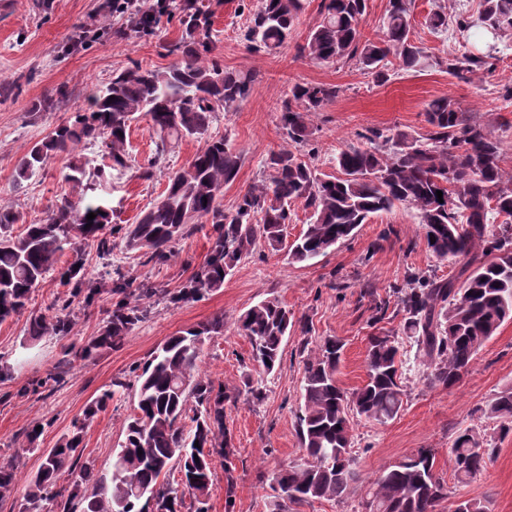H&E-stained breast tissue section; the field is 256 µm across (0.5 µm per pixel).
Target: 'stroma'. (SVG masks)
<instances>
[{"label":"stroma","instance_id":"stroma-1","mask_svg":"<svg viewBox=\"0 0 512 512\" xmlns=\"http://www.w3.org/2000/svg\"><path fill=\"white\" fill-rule=\"evenodd\" d=\"M112 0H6L0 7V83L19 82V93L0 96V209L20 213L23 223L42 220L72 187L62 179L66 160L50 158L44 169L22 185L13 182L17 161L26 147L42 140L77 109L88 106L98 88L113 73L137 63L148 68L169 66L165 50L181 36L177 22L160 19L150 37H115L124 26V13L112 10ZM480 0H415L412 38L428 56L420 72L396 71L385 84L374 83L357 65L317 63L299 51L320 19L321 0H306L288 43L275 52L254 51L243 39L249 12L240 0H224L213 17L217 32L211 57L228 70H249L257 80L249 96L232 112L220 113L212 133L228 134L241 153L235 180L224 188L223 204L233 208L239 196L259 182L269 154L284 143L281 109L289 89L298 83H327L339 87L338 98L312 113L315 154L311 163L334 174L336 156L357 145L371 129L424 132L429 101L447 98L480 124L494 125L502 141L501 165L512 170V37L493 38L460 30L457 15L476 16ZM443 9L450 19L444 34L432 32L427 15ZM489 55V68L466 80L449 75L453 55ZM50 108L34 110L36 102ZM156 137L146 119L132 122L127 150L135 167L124 174L105 173L102 195L113 210V224L135 223L166 188L165 174L187 164L203 140L183 141L156 172L140 179V169L155 156ZM213 228L195 225L175 243L177 257L164 264L140 266L125 248L121 235L112 237V267L104 269L95 247H86L87 277L110 271L112 278L134 276L139 288L175 291L205 262ZM454 261L438 260L426 247L414 209L398 204L371 217L355 235L326 256L292 264L285 251L260 247L224 279L222 288L176 305L158 304L115 347L102 349L89 360L75 354L112 313L110 286L95 302H76L65 310L74 327L67 336L28 335L22 315L0 323V460L13 462L19 480L34 474L45 453L69 434L75 421L114 382L132 380V371L177 331L223 316L224 332L206 341L199 358L203 374L223 385L226 425L237 450L234 512H270L274 473L301 453L295 428L303 379V344L326 338L340 340L343 350L337 371L340 386L353 391L366 380L367 339L375 328L370 317L373 298L386 297L416 270L437 275L454 272ZM277 296L301 323L286 336L283 356L273 372L251 359V345L236 317L267 296ZM400 355L406 376L405 395L397 417L387 424L361 422L353 429L357 468L364 478L375 477L420 448L436 452V468L448 488L444 506L463 500L482 502L488 512H512V433L500 434L496 421L480 410L512 385V319L503 323L478 353L471 370L452 387L428 384L427 369L408 341ZM259 387L262 401L251 400L247 387ZM109 406L97 413L83 432L82 458L93 462L97 476L107 475L112 452L124 439V426L134 409L130 391L114 390ZM39 428L36 441L26 434ZM491 436L497 453L486 469L468 482H458L448 450L464 430Z\"/></svg>","mask_w":512,"mask_h":512}]
</instances>
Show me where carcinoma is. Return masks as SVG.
<instances>
[{"instance_id":"cac0c4a2","label":"carcinoma","mask_w":512,"mask_h":512,"mask_svg":"<svg viewBox=\"0 0 512 512\" xmlns=\"http://www.w3.org/2000/svg\"><path fill=\"white\" fill-rule=\"evenodd\" d=\"M413 2L389 0L383 37L371 40L363 32L366 0H322L321 18L299 51L318 63L354 61L377 83L389 80L391 55L400 69L419 71L427 56L411 38ZM304 10L305 0H259L243 39L255 50L275 51L288 42ZM164 15L177 20L182 30L169 49L177 59L163 69L135 64L115 74L74 121L23 153L15 185L36 175L51 156L65 154L72 158L65 182L79 185L87 179L89 190L103 186L104 171L90 167L83 151L99 144L112 169L131 168L127 134L140 117L147 119L157 138L156 166L184 139L206 138L205 147L186 166L169 173L160 200L124 228L127 250L138 253L147 266L176 257L174 243L187 234L188 225H213L210 254L179 292L168 295L174 304L223 287L224 276L259 246L277 251L285 247L290 263L308 262L350 239L370 217L405 204L417 212L427 248L439 259L457 260L459 269L448 278L411 273L403 286L393 288L397 314L402 316L400 334L416 346L430 384H455L501 325L512 319V172L499 164L501 140L494 127L471 120L454 102L437 98L425 109V132L370 130L363 135L364 143L338 153L337 174L326 175L295 147L309 142L310 114L334 101L339 90L331 84H296L281 114L288 144L266 159L268 177L250 186L235 208L226 211L224 186L235 180L242 157L228 135L213 136L209 129L218 113L235 111L249 96L255 76L226 71L210 59L216 41L214 10L204 0H158L139 6L128 12V28L150 36ZM426 24L435 33L446 32L448 14L435 10ZM457 26L511 35L512 0H480L478 17L461 18ZM485 65L476 56L451 57L448 73L464 78ZM438 190L443 193L440 202ZM298 202L311 210V220L287 245L291 207ZM91 212L95 218L89 221ZM20 220L16 212L0 211V322L24 312L34 289L67 252L72 261L60 278L74 286L57 307L69 308L80 295L90 306L99 289L86 279L84 249L93 242L102 258L112 256V208L100 198L74 201L65 195L46 219L16 234L13 226ZM129 288L125 280L112 284L120 299L100 334L80 348L82 357L118 344L142 321L157 292L147 289L136 295ZM236 322L249 338L253 361L267 371L280 364L283 340L295 326V316L284 303L267 297ZM70 331L71 323L59 317H29L33 340ZM223 333L222 315L180 331L135 369L133 384L115 382L118 388L133 389L136 406L121 448L112 455L110 477L99 479L90 462L78 464L83 430L79 425L48 451L26 481L21 512H36L43 502L51 503L53 512H207L215 454L224 458V509L234 512L232 460L237 448L224 423L229 396L198 367L205 340ZM400 334L382 331L369 336L366 380L352 392L336 379L339 341L328 338L308 350L296 414L304 462L287 465L273 477V512L315 500L343 499L354 491L359 482L352 454L354 421L383 425L402 407ZM482 413L499 422L501 433L511 432L512 386L498 393ZM495 454L480 433L465 430L450 448L455 476L462 482L473 478ZM174 468L193 495L189 504L167 479ZM16 485L14 464L0 461V497L12 494ZM447 498L434 451L420 448L382 470L358 506L359 512H442Z\"/></svg>"}]
</instances>
